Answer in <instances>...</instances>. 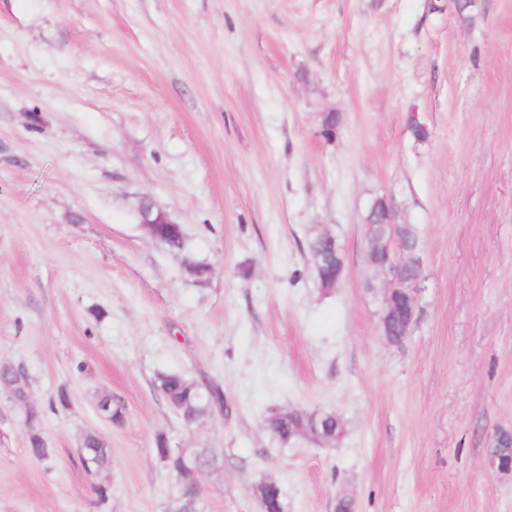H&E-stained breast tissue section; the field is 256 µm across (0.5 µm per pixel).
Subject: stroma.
Here are the masks:
<instances>
[{
    "mask_svg": "<svg viewBox=\"0 0 512 512\" xmlns=\"http://www.w3.org/2000/svg\"><path fill=\"white\" fill-rule=\"evenodd\" d=\"M385 195L422 266L399 346L364 238ZM144 197L183 252L145 233ZM326 230L330 290L308 250ZM4 364L55 455L31 458L0 397V512H165L160 434L219 459L204 512H262L263 480L286 512H512L488 462L512 431V0H0ZM161 371L220 386L223 410L184 429ZM286 409L343 433L280 441L265 418ZM89 433L111 450L104 499ZM110 452L105 441L95 434H87L81 448L79 460L88 476L98 478L106 472L110 465Z\"/></svg>",
    "mask_w": 512,
    "mask_h": 512,
    "instance_id": "1",
    "label": "stroma"
}]
</instances>
